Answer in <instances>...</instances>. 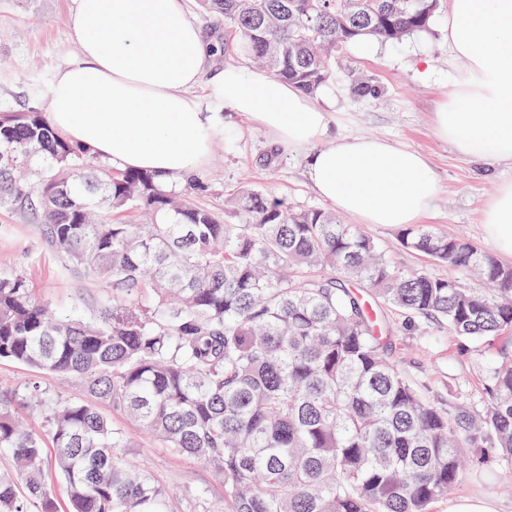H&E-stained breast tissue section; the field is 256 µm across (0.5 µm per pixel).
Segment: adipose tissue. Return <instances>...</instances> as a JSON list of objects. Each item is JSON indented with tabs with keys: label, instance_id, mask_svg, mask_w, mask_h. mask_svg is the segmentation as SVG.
Returning <instances> with one entry per match:
<instances>
[{
	"label": "adipose tissue",
	"instance_id": "ef3b65f1",
	"mask_svg": "<svg viewBox=\"0 0 512 512\" xmlns=\"http://www.w3.org/2000/svg\"><path fill=\"white\" fill-rule=\"evenodd\" d=\"M80 55L49 91L52 127L124 169L183 179L207 163L231 111L304 153L316 193L362 224L417 223L439 184L419 151L378 137L331 138L315 96L261 68L225 67L209 111L197 95L214 47L184 0H74ZM448 46L466 66L435 117L437 135L465 158L512 164V0H449ZM485 232L512 259V180L482 211Z\"/></svg>",
	"mask_w": 512,
	"mask_h": 512
}]
</instances>
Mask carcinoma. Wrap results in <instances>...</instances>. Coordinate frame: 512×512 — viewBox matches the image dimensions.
I'll return each instance as SVG.
<instances>
[{"mask_svg": "<svg viewBox=\"0 0 512 512\" xmlns=\"http://www.w3.org/2000/svg\"><path fill=\"white\" fill-rule=\"evenodd\" d=\"M199 2L224 17V51L309 94L347 44H397L427 29L437 4ZM0 201L40 212L65 266L112 291L86 319L0 272V360L38 374L0 390V448L13 462L0 474V512H29L35 500L54 512L48 446L71 512H168L147 466L117 455L129 441L102 404L222 476L224 512H430L474 447L497 449L509 462L499 481L512 485V358L491 368L482 408L441 409L388 356L390 327L334 277L485 342L512 330V266L474 243L423 224L400 234L411 250L475 270L482 287L467 288L397 268L334 212L288 209L258 187L232 194L238 222L226 224L153 174L112 170L34 110L0 116ZM97 209L143 210L151 223L96 222ZM57 376L86 396L53 394ZM31 411L42 430L22 424Z\"/></svg>", "mask_w": 512, "mask_h": 512, "instance_id": "1", "label": "carcinoma"}]
</instances>
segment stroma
<instances>
[{
  "label": "stroma",
  "instance_id": "obj_1",
  "mask_svg": "<svg viewBox=\"0 0 512 512\" xmlns=\"http://www.w3.org/2000/svg\"><path fill=\"white\" fill-rule=\"evenodd\" d=\"M73 6V0H0V114L47 109L56 71L79 52L69 26ZM447 17L448 0H438L428 30L381 45L371 58L361 55L357 46L347 47L336 61L335 80L322 88L320 98L330 114L331 135L380 137L422 152L440 184L423 223L490 252L494 245L481 224L482 208L501 182L512 180V167L465 159L434 132V114L446 101L453 76L464 68L449 52ZM354 72L372 79L380 94L353 95ZM224 125L223 137L212 143L209 160L197 175L199 189L174 181L169 190L224 213L229 222L234 216L225 213L224 198L243 185L261 188L299 209L322 207L302 154L275 146L264 129L232 112H225ZM363 230L399 268L468 286L476 283L464 268L404 248L396 227L367 224ZM0 270L23 274L35 297L59 311L78 304L90 317L111 298L106 289L67 272L42 233L40 216L17 204L0 203ZM377 314L395 330L390 357L428 400L443 409L484 406L489 368L500 355H512V334L498 336L485 348L450 334L439 320L385 307ZM103 412L126 433L129 460L146 463L155 481L168 490L170 512H198L194 496L201 490L208 500L222 499L223 480L213 470L171 453L111 407ZM467 454L469 463L457 484L433 503L431 512H448L449 500L475 494L493 499L500 512H512V494L496 479L504 460L489 448H471Z\"/></svg>",
  "mask_w": 512,
  "mask_h": 512
}]
</instances>
